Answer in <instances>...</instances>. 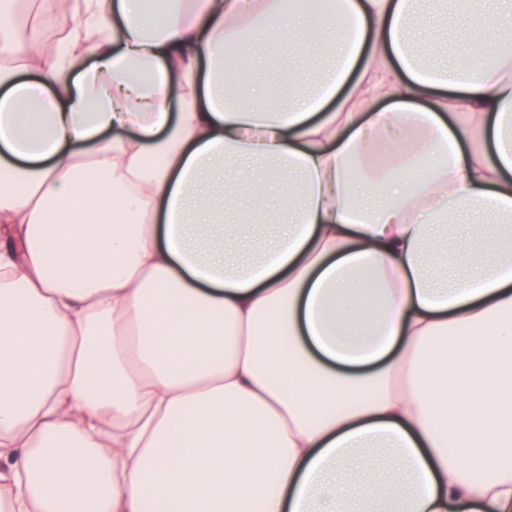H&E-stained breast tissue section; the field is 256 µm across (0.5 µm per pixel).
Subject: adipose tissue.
Segmentation results:
<instances>
[{"label":"adipose tissue","mask_w":512,"mask_h":512,"mask_svg":"<svg viewBox=\"0 0 512 512\" xmlns=\"http://www.w3.org/2000/svg\"><path fill=\"white\" fill-rule=\"evenodd\" d=\"M429 3L0 0V512H512V62ZM432 7L427 15L426 21L418 28L417 36L424 46L429 44L432 29L438 25L443 17H448V24L454 26L451 34L452 39L463 38L466 34L467 19L465 17L456 18L454 3L450 0H434Z\"/></svg>","instance_id":"ef3b65f1"}]
</instances>
